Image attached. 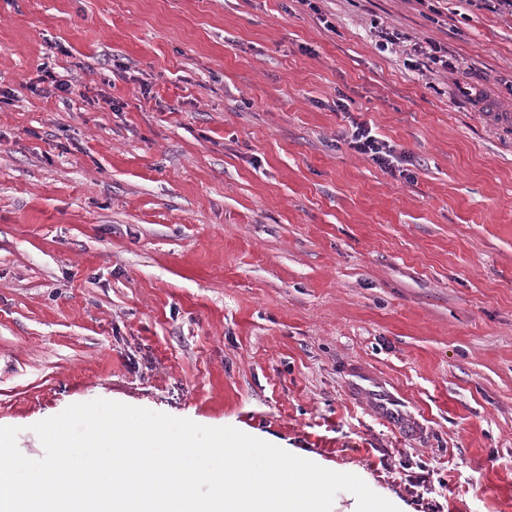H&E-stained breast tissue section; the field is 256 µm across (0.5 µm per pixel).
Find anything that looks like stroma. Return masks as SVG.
Returning <instances> with one entry per match:
<instances>
[{
  "label": "stroma",
  "instance_id": "obj_1",
  "mask_svg": "<svg viewBox=\"0 0 512 512\" xmlns=\"http://www.w3.org/2000/svg\"><path fill=\"white\" fill-rule=\"evenodd\" d=\"M441 10L0 0V425L24 456L33 424L105 399L366 473L411 512H512V141L485 119L512 113V19ZM382 29L456 72L379 53ZM353 119L413 180L342 142ZM348 360L406 391L424 443L348 398ZM381 33V40L376 43V47L382 53H397V48L407 47L408 45L404 43H410V53L406 51V55L410 57L405 59L404 65L413 71L423 75L426 71L433 73L442 70L447 73L448 70H457V67L448 60V49L440 42L431 39L419 41L397 31ZM411 57H416V60Z\"/></svg>",
  "mask_w": 512,
  "mask_h": 512
}]
</instances>
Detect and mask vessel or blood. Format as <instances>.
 <instances>
[{
	"instance_id": "b4317fda",
	"label": "vessel or blood",
	"mask_w": 512,
	"mask_h": 512,
	"mask_svg": "<svg viewBox=\"0 0 512 512\" xmlns=\"http://www.w3.org/2000/svg\"><path fill=\"white\" fill-rule=\"evenodd\" d=\"M343 373L347 393L369 397L381 423L412 439L424 438L427 429L411 413L410 399L402 390L361 363L346 365Z\"/></svg>"
}]
</instances>
